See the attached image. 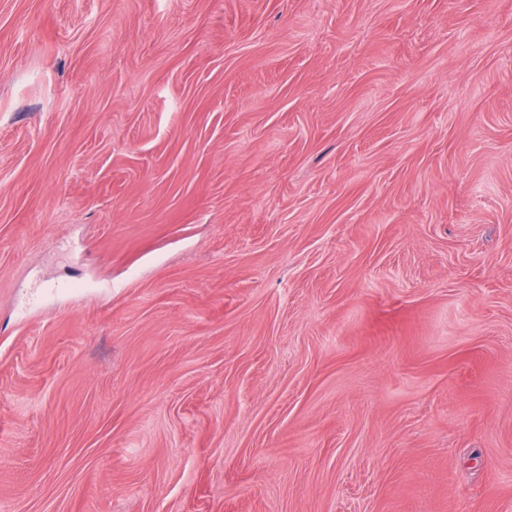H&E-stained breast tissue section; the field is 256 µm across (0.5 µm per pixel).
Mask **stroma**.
<instances>
[{
	"label": "stroma",
	"mask_w": 512,
	"mask_h": 512,
	"mask_svg": "<svg viewBox=\"0 0 512 512\" xmlns=\"http://www.w3.org/2000/svg\"><path fill=\"white\" fill-rule=\"evenodd\" d=\"M0 512H512V0H0Z\"/></svg>",
	"instance_id": "stroma-1"
}]
</instances>
